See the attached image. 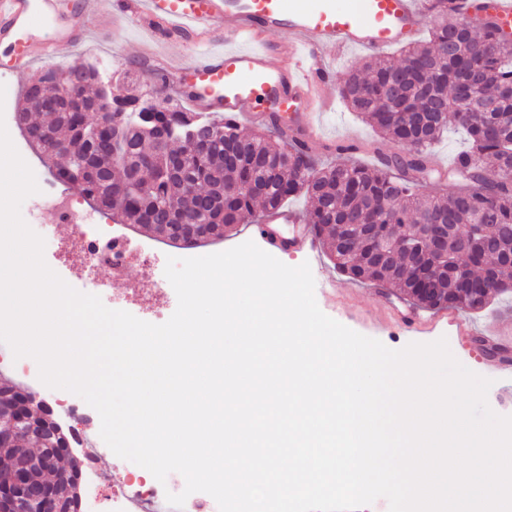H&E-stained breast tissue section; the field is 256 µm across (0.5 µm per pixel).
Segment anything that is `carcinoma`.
<instances>
[{
  "instance_id": "obj_1",
  "label": "carcinoma",
  "mask_w": 512,
  "mask_h": 512,
  "mask_svg": "<svg viewBox=\"0 0 512 512\" xmlns=\"http://www.w3.org/2000/svg\"><path fill=\"white\" fill-rule=\"evenodd\" d=\"M424 3L434 19L429 40L405 48L397 62L366 59L344 84L350 108L398 147L375 168L319 165L269 126L247 135L234 121L180 105L149 112L137 94L113 99L119 111L112 117L124 129L114 156L111 129L93 118L100 77L87 74L52 104L39 85L55 82L62 70L54 68L29 82L17 123L25 134H40L31 145L42 156L63 160L53 171L58 181L120 224L172 243L179 242L176 225L196 224L199 236L184 243L193 248L306 195L307 223L350 279L394 286L427 310H483L512 292V42L488 11L471 18L461 0ZM450 124L466 131L469 149L447 169H434L431 148ZM145 156L152 164L141 168ZM426 179L449 182L451 194H414ZM433 224L446 227L443 253L423 247ZM20 391L0 379L3 433L36 403L34 394L21 403ZM43 423L38 451L18 437L0 447V482L22 470L35 485H58L66 500L58 462L74 438L52 411Z\"/></svg>"
}]
</instances>
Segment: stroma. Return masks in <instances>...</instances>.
I'll use <instances>...</instances> for the list:
<instances>
[{
  "instance_id": "stroma-1",
  "label": "stroma",
  "mask_w": 512,
  "mask_h": 512,
  "mask_svg": "<svg viewBox=\"0 0 512 512\" xmlns=\"http://www.w3.org/2000/svg\"><path fill=\"white\" fill-rule=\"evenodd\" d=\"M111 22H102L96 38V47L86 53L87 61L107 64L113 69V95L131 93L133 87L123 80L122 71L128 70L129 61L137 53L144 37L143 30L135 24L124 25L118 37H111ZM363 52L349 50L332 56L330 67L334 81L328 88L331 107L318 116V123L326 140L357 144L358 152L352 154L318 150L319 158L339 162L357 161L370 166L380 156L394 152L392 143L383 140L366 123L350 112L343 101L342 90L348 72L363 59ZM41 194L29 196L22 204L21 215L26 223L39 225L49 238L45 243L44 259L47 265L74 289L101 298L111 309L127 311L137 318L153 323L166 322L177 307L173 287H157L140 257L135 256L138 244L147 242V234L123 226L120 239L131 255L121 271L111 267H98L88 273L83 253L73 248L72 232L68 227L53 223L41 206ZM319 266L328 278L334 280V291H326L323 283H316L315 298L319 308L329 317L351 330L381 341L388 348L398 350L410 343H429L446 338L453 355L471 371L492 379L488 392L491 409L503 416H512V374H504L493 367L488 356L480 354L470 339L457 334L453 325L443 320L441 313L420 311L419 322L409 330L401 328L398 319L406 305L397 289L366 285L340 274L327 253H320Z\"/></svg>"
}]
</instances>
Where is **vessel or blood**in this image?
I'll list each match as a JSON object with an SVG mask.
<instances>
[{"label":"vessel or blood","mask_w":512,"mask_h":512,"mask_svg":"<svg viewBox=\"0 0 512 512\" xmlns=\"http://www.w3.org/2000/svg\"><path fill=\"white\" fill-rule=\"evenodd\" d=\"M485 5L503 29H512V0H464L470 14ZM108 14L147 25L154 44L174 37L191 44L177 67H169L154 44L139 51L135 64L177 75L195 108L275 121L305 151L322 143L316 116L329 106L327 54L383 55L416 43L426 20L423 0H76L69 11L60 0H0V74L25 73L55 58L60 46L87 42L93 22ZM279 31L287 40L271 42ZM250 232L283 252L320 249L312 225L288 206L264 212ZM451 319L459 335L479 336L489 347L512 338L507 328L477 333L460 314Z\"/></svg>","instance_id":"vessel-or-blood-1"}]
</instances>
